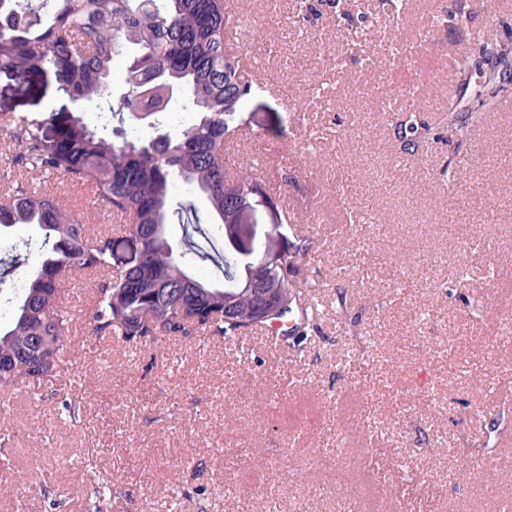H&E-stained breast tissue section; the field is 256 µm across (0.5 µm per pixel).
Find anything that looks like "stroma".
I'll return each instance as SVG.
<instances>
[{
    "instance_id": "1",
    "label": "stroma",
    "mask_w": 512,
    "mask_h": 512,
    "mask_svg": "<svg viewBox=\"0 0 512 512\" xmlns=\"http://www.w3.org/2000/svg\"><path fill=\"white\" fill-rule=\"evenodd\" d=\"M237 0L255 25L251 95L224 139L225 171L250 163L266 198L238 236L307 251L328 314L300 346L263 332L134 348L93 336L90 277L66 276L73 348L60 376L0 395L13 432L0 512H505L512 488V81L477 97L474 29L488 0ZM467 14L458 24L448 13ZM470 65L468 88L441 75ZM414 86L432 130L390 162L384 112L337 101ZM473 114L448 130L447 106ZM296 174L293 184L284 173ZM89 230L113 219L90 183L46 179ZM348 335H338L337 322ZM83 402L71 422L63 397Z\"/></svg>"
}]
</instances>
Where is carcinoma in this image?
<instances>
[{
    "instance_id": "cac0c4a2",
    "label": "carcinoma",
    "mask_w": 512,
    "mask_h": 512,
    "mask_svg": "<svg viewBox=\"0 0 512 512\" xmlns=\"http://www.w3.org/2000/svg\"><path fill=\"white\" fill-rule=\"evenodd\" d=\"M230 17L225 0H0V128L9 137L11 164L24 174L0 186V230L12 216L35 224L37 239L20 240L0 260V284L9 321L0 325V392L25 381L35 389L64 370L73 315L60 303L61 281L80 272L94 278L90 310L93 334L117 336L129 345L154 344L200 332L237 338L255 328L288 337L308 335L319 310L301 303L309 281L301 275L306 253L289 254L282 269L286 303L264 322L243 315L224 320V291L233 287L238 262L199 251L187 238L174 248L165 226L184 213L201 223L193 203L173 193L175 181L204 197L212 224L224 231L225 214L260 196L250 172L235 182L224 172V136L252 92L253 79L227 49ZM479 55L503 63L512 49L485 28ZM125 67L123 91L109 86L116 60ZM53 78L59 107L49 112H13L12 94L34 95ZM183 102L195 119L174 129L169 107ZM95 104L96 123L85 118ZM428 105L396 120L402 153L413 155L430 132ZM55 174L95 184L98 199L120 229L140 242V264L112 271V231L91 232L54 193L38 192L33 175ZM211 261L214 277L190 272L195 259ZM140 281L141 288L130 289ZM282 324L274 329L273 321ZM47 361L29 371L25 349L34 342Z\"/></svg>"
}]
</instances>
